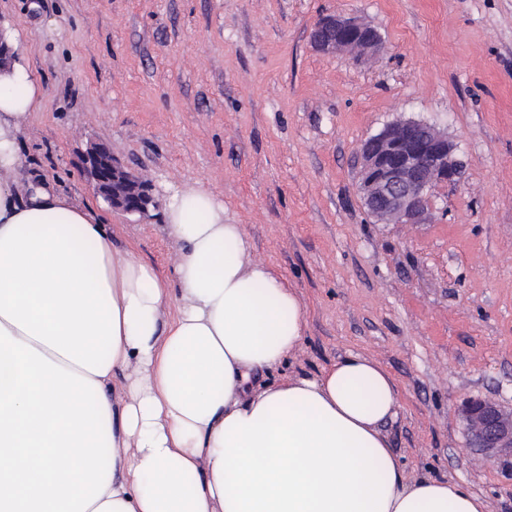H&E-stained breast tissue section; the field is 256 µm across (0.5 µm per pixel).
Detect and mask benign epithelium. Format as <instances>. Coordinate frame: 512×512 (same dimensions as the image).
Wrapping results in <instances>:
<instances>
[{
    "label": "benign epithelium",
    "instance_id": "obj_1",
    "mask_svg": "<svg viewBox=\"0 0 512 512\" xmlns=\"http://www.w3.org/2000/svg\"><path fill=\"white\" fill-rule=\"evenodd\" d=\"M318 51H349L358 56L381 47L378 32L365 22L341 14L320 17L310 33ZM456 146L435 125L419 119H396L369 137L361 148L357 189L367 212L379 224H423L435 187L454 184L460 176ZM83 165L95 192L118 212L148 216L156 202L145 182L121 165L103 143L93 144ZM469 447L512 469V411L483 398L459 409Z\"/></svg>",
    "mask_w": 512,
    "mask_h": 512
}]
</instances>
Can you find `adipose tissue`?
Instances as JSON below:
<instances>
[{"label": "adipose tissue", "instance_id": "adipose-tissue-1", "mask_svg": "<svg viewBox=\"0 0 512 512\" xmlns=\"http://www.w3.org/2000/svg\"><path fill=\"white\" fill-rule=\"evenodd\" d=\"M40 104L23 64L0 71V512H486L448 477L405 478L377 362L258 383L298 349L303 304L207 190L167 201L163 277L24 173Z\"/></svg>", "mask_w": 512, "mask_h": 512}]
</instances>
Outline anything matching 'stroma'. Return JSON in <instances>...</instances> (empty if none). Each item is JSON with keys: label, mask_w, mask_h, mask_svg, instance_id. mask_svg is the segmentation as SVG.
<instances>
[{"label": "stroma", "mask_w": 512, "mask_h": 512, "mask_svg": "<svg viewBox=\"0 0 512 512\" xmlns=\"http://www.w3.org/2000/svg\"><path fill=\"white\" fill-rule=\"evenodd\" d=\"M326 13L374 26L380 51L313 49ZM4 23L42 94L25 170L163 276L178 246L162 210H112L84 152L106 143L162 202L209 191L305 309L265 382L367 356L398 387L381 432L408 479L445 476L512 512V471L468 448L458 415L470 398L512 408V0H0ZM399 118L447 131L463 164L428 224L375 223L356 189L363 142Z\"/></svg>", "instance_id": "1"}]
</instances>
